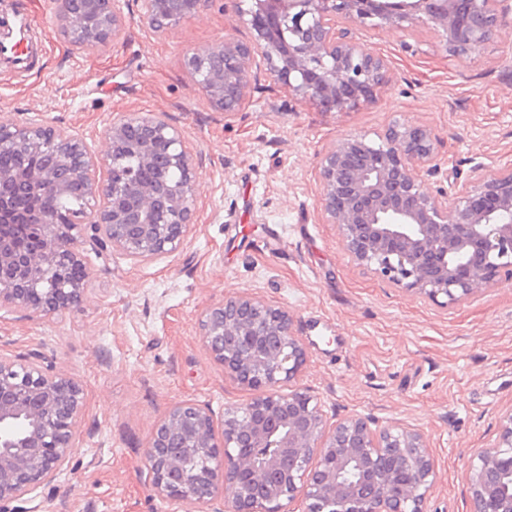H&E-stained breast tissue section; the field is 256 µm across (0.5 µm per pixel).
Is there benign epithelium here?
<instances>
[{
  "mask_svg": "<svg viewBox=\"0 0 512 512\" xmlns=\"http://www.w3.org/2000/svg\"><path fill=\"white\" fill-rule=\"evenodd\" d=\"M148 26L165 33L193 15L202 0L158 13L144 0ZM254 31L248 42L223 44L187 57L193 82L215 110L235 112L262 56L270 77L325 112H342L372 99L387 64L352 36L355 27H401L422 22L442 32L449 52L464 56L483 45L512 16V0H233ZM62 28L76 49L104 46L121 31L114 0H62ZM206 57L224 66L199 78ZM166 145L167 167L180 181L139 184L133 173L115 181L119 154L154 161ZM107 151L89 152L81 139L40 123L0 121V148L43 151L38 173L0 171V308L55 315L80 303L89 278L66 272L85 266L79 243L88 239L134 260L177 252L193 227L196 162L184 136L154 114L115 121ZM439 173L431 132L389 128L379 144L347 135L320 163V210L336 225L350 256L396 286L458 302L512 277V167H480L448 198L429 190L422 174ZM75 186L84 210L59 224L48 207L20 212L15 198L47 201ZM170 214L167 224L151 217ZM38 236L32 253L15 249L22 232ZM288 308L248 292L224 296L199 317V337L224 374L254 392L224 412L216 429L210 409L192 401L168 408L147 443L146 463L155 495L199 512L223 494L214 512H288L300 498L303 512H426L437 482L425 433L403 424L374 429L361 416L329 423L306 391L287 393L308 358ZM85 419V393L76 378L37 355H0V512L53 480L69 461ZM471 512H512V411L498 440L468 465Z\"/></svg>",
  "mask_w": 512,
  "mask_h": 512,
  "instance_id": "1",
  "label": "benign epithelium"
}]
</instances>
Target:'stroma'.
I'll list each match as a JSON object with an SVG mask.
<instances>
[{"mask_svg": "<svg viewBox=\"0 0 512 512\" xmlns=\"http://www.w3.org/2000/svg\"><path fill=\"white\" fill-rule=\"evenodd\" d=\"M116 6L119 37L77 51L59 0H0V22L25 9L39 43L27 69L0 64V116L70 129L100 153L113 121L159 115L194 155L196 222L179 252L149 261L82 245L90 291L66 312L0 310V354H41L85 392L70 464L25 495L27 512H180L151 492L145 446L172 404L194 400L219 423L251 398L199 339L201 310L239 291L293 313L308 351L294 385L329 420L360 414L422 428L438 471L427 512H470L468 465L512 411V278L441 305L378 277L320 211L319 162L344 136L377 144L389 127L412 125L431 132L444 170L512 166V25L467 57L452 56L426 24L359 29L388 80L343 112L297 100L259 58L242 109L227 116L185 58L251 40L232 0H204L163 34L147 26L142 0Z\"/></svg>", "mask_w": 512, "mask_h": 512, "instance_id": "obj_1", "label": "stroma"}]
</instances>
